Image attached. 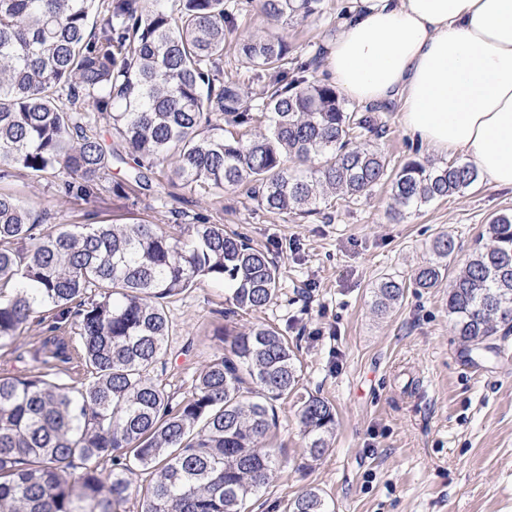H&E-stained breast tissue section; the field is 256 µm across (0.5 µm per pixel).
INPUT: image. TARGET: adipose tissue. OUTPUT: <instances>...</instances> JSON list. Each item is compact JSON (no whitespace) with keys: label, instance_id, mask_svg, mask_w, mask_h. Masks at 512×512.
Returning a JSON list of instances; mask_svg holds the SVG:
<instances>
[{"label":"adipose tissue","instance_id":"obj_1","mask_svg":"<svg viewBox=\"0 0 512 512\" xmlns=\"http://www.w3.org/2000/svg\"><path fill=\"white\" fill-rule=\"evenodd\" d=\"M325 58L348 97L399 99L413 138L512 188V0H361Z\"/></svg>","mask_w":512,"mask_h":512}]
</instances>
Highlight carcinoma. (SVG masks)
<instances>
[{"label":"carcinoma","mask_w":512,"mask_h":512,"mask_svg":"<svg viewBox=\"0 0 512 512\" xmlns=\"http://www.w3.org/2000/svg\"><path fill=\"white\" fill-rule=\"evenodd\" d=\"M153 2L0 0L1 180L20 174L35 188L52 175L65 195L88 202L106 187L117 195L146 187L144 171L157 168L172 186L217 194L247 183L259 206L308 216L337 195L385 183L405 214L478 181L467 163L390 169L358 141L370 117L310 77L282 35L239 43L263 82L260 97L244 96L224 78V41L241 4ZM323 2L263 0L262 11L306 21L323 15ZM83 112L107 116L108 136L88 133ZM258 116L264 130L225 137L226 127L249 128ZM128 157L130 178L112 180L113 162ZM291 158L306 170L290 169ZM38 227L24 198L0 192V348L36 317L55 333L73 314L76 344L61 342V373L84 382H58L46 361L0 377V512H124L139 471L151 480L138 512H246L281 466L262 441L276 424L274 401L298 393L288 340L271 326L224 327L227 353L175 405L154 369L170 336L165 300L208 278L231 287L236 308L262 309L279 291L277 262L199 214L177 236L149 222ZM486 234L448 292V316L476 352L512 330V213L494 216ZM434 251L419 288L448 274L455 242L442 236ZM378 292L389 305L403 284L389 279ZM300 415L317 461L334 434V408L302 395ZM289 512L330 508L310 489Z\"/></svg>","instance_id":"carcinoma-1"}]
</instances>
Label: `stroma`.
<instances>
[{"instance_id":"stroma-1","label":"stroma","mask_w":512,"mask_h":512,"mask_svg":"<svg viewBox=\"0 0 512 512\" xmlns=\"http://www.w3.org/2000/svg\"><path fill=\"white\" fill-rule=\"evenodd\" d=\"M351 3L325 0L319 20L286 25L251 0L236 36L226 41L225 75L239 80L248 96H259L262 85L250 81L236 38L284 32L292 53L311 61L318 79L329 80L323 48ZM370 117L374 130L364 140L392 169L415 158L455 162V155L437 153L406 133L398 101L373 106ZM0 190L23 195L48 227L134 218L173 232L203 213L270 251L281 271L273 303L238 310L223 285L202 280L168 301L172 334L155 369L178 401L221 352L217 333L224 324L242 332L265 324L287 338L301 365L299 394L276 403L267 443L281 469L248 500L246 512H287L310 488L322 491L334 512H512V332L495 336L491 351L477 357L448 316L451 275L432 288L414 284L417 271L434 260L438 236L454 239L450 268L462 267L490 217L512 212V189L481 179L400 215L383 185L358 198L337 197L325 213L305 217L265 211L243 186L215 197L170 186L157 172L135 194L104 189L88 202L59 193L50 176L36 191L15 177L1 181ZM387 278L402 282L404 291L381 312L375 292ZM72 334L69 327L52 333L31 322L0 349V376L26 373L35 353ZM302 394L324 398L336 412L330 449L317 461L305 449Z\"/></svg>"}]
</instances>
